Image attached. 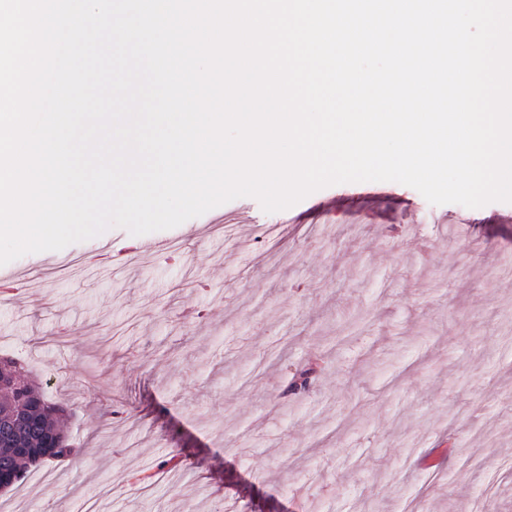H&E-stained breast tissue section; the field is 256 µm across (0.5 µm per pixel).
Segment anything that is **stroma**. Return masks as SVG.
Listing matches in <instances>:
<instances>
[{"label":"stroma","instance_id":"obj_1","mask_svg":"<svg viewBox=\"0 0 512 512\" xmlns=\"http://www.w3.org/2000/svg\"><path fill=\"white\" fill-rule=\"evenodd\" d=\"M387 189L243 197L147 254L113 227L0 266L21 283L0 354L79 447L0 512H512V203Z\"/></svg>","mask_w":512,"mask_h":512}]
</instances>
